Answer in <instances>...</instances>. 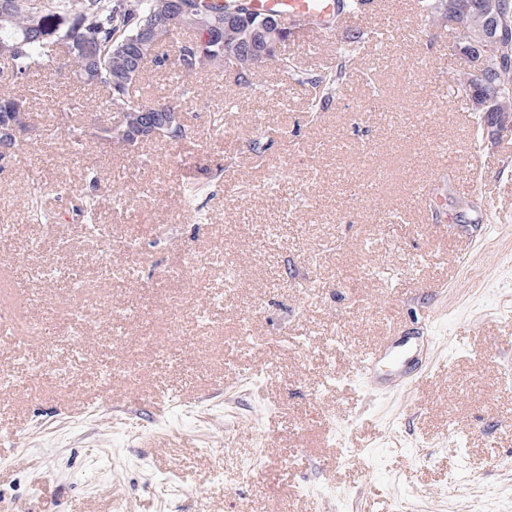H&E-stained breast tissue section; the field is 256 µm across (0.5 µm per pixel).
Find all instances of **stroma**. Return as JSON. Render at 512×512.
I'll return each mask as SVG.
<instances>
[{"label":"stroma","instance_id":"obj_1","mask_svg":"<svg viewBox=\"0 0 512 512\" xmlns=\"http://www.w3.org/2000/svg\"><path fill=\"white\" fill-rule=\"evenodd\" d=\"M372 31L310 113L296 75ZM281 52L295 75L250 89L147 69L142 99L189 136L132 149L98 138L100 96L41 71L0 170V308L23 284L17 323L40 326L0 338V512H512V139L478 132L469 64L415 0ZM93 192L101 234L76 213ZM390 336L420 341L424 375L394 385L389 354L369 390L356 366Z\"/></svg>","mask_w":512,"mask_h":512}]
</instances>
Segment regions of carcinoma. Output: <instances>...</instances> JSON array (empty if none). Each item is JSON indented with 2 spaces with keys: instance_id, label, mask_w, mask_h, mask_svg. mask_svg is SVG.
<instances>
[{
  "instance_id": "1",
  "label": "carcinoma",
  "mask_w": 512,
  "mask_h": 512,
  "mask_svg": "<svg viewBox=\"0 0 512 512\" xmlns=\"http://www.w3.org/2000/svg\"><path fill=\"white\" fill-rule=\"evenodd\" d=\"M460 11L455 19L448 17L446 0H420V8L452 37L458 48L472 47L474 33L485 24L484 13L469 6L470 0H457ZM194 13L186 17L187 28L196 32L207 28L224 30V49L213 55L200 56L178 40L182 27L167 21L165 0H0V80H18L41 70L46 63L62 60L84 85L102 88L108 93L107 110L132 122L138 113L173 102L160 99L145 104L136 95V83L147 64L162 67L168 62L164 46L177 41L174 65L186 77L211 68H227L235 73L241 88L252 87L254 71L275 64L290 71L289 58L279 52L266 56L245 52L248 38L247 23L226 29L224 12L245 8L241 0H194ZM152 22L159 30L155 43L124 47L123 42L138 35L140 28ZM91 38L100 48V64L89 70L82 59L74 57L75 44ZM356 48L342 54L343 61L330 70L312 77H298L300 85L310 95L309 109L317 112L334 98L347 75V59ZM457 92L471 104L478 128L490 121L489 113L498 112L506 104L512 109V62L493 70L478 73L474 69L463 73ZM26 98L0 90V124L10 122L19 134L26 131ZM98 199H81L77 211L92 224L98 220Z\"/></svg>"
}]
</instances>
